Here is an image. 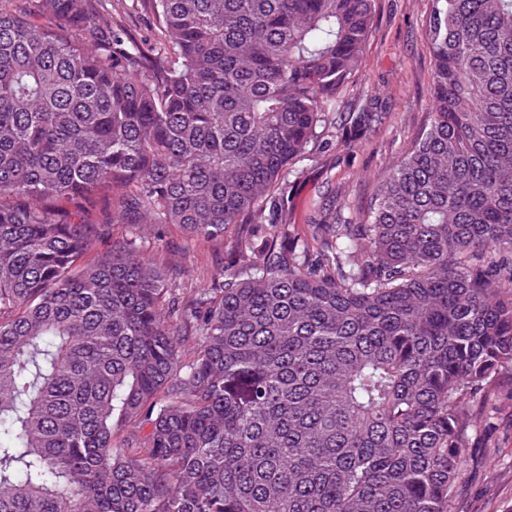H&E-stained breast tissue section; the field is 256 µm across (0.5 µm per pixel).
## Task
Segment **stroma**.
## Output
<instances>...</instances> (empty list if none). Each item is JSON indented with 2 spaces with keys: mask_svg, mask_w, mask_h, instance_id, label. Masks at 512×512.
<instances>
[{
  "mask_svg": "<svg viewBox=\"0 0 512 512\" xmlns=\"http://www.w3.org/2000/svg\"><path fill=\"white\" fill-rule=\"evenodd\" d=\"M434 0H375L374 25L358 72L336 95V111L377 112L380 122L347 140L322 129L303 159L285 176L283 219L300 234L322 211L362 215L374 201L380 175L416 141L431 116L433 58L428 40ZM112 16L136 41H156L158 29L144 0H114ZM167 256L179 263L187 287H211L226 255L219 243H185L164 227ZM499 409L470 431L466 471L451 512H512V368L503 369L494 393Z\"/></svg>",
  "mask_w": 512,
  "mask_h": 512,
  "instance_id": "obj_1",
  "label": "stroma"
}]
</instances>
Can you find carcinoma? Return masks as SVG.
<instances>
[{
    "label": "carcinoma",
    "mask_w": 512,
    "mask_h": 512,
    "mask_svg": "<svg viewBox=\"0 0 512 512\" xmlns=\"http://www.w3.org/2000/svg\"><path fill=\"white\" fill-rule=\"evenodd\" d=\"M109 6L0 0V512H450L512 366V0H435L429 125L304 236L276 191L378 122L327 111L374 0ZM113 21L122 26L137 42L158 40L152 11L146 3L112 0ZM144 232L151 234L152 240L160 247H168L166 256L179 263L182 271L180 282L188 288H211L217 268L227 261L224 244L192 242L187 247L182 237L166 234L164 227H147ZM155 235L161 236L163 241H156Z\"/></svg>",
    "instance_id": "cac0c4a2"
}]
</instances>
